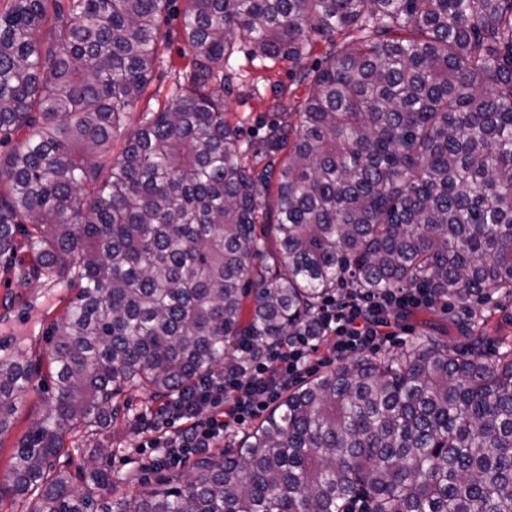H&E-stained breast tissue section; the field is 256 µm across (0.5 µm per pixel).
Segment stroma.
<instances>
[{
  "mask_svg": "<svg viewBox=\"0 0 512 512\" xmlns=\"http://www.w3.org/2000/svg\"><path fill=\"white\" fill-rule=\"evenodd\" d=\"M184 0H172L163 14L162 30L168 35L161 48L150 87L130 113V124L141 121L147 111L162 107L175 82L185 80L188 49L181 39ZM248 38L236 40L230 59L234 84L224 97V116L238 127L243 147L257 145L272 123H295V112H280L274 107L275 92L285 89L288 102L304 101L311 90L309 83L300 81L299 73L288 63L261 65L252 56ZM68 289L52 284H24L16 277L0 273V361L25 357L38 366L32 389L26 397L11 429L0 437V476L10 465L17 441L27 432L35 415L41 413L53 392L48 359L51 349L49 331L64 310ZM487 316L481 349L487 357L495 358L512 346V298L492 297L482 302L455 306L450 318L439 311L421 308L399 321L395 334L386 344L387 352L396 354L419 338L426 325L441 327L442 341L460 346L462 338L454 322H472ZM161 404L140 389L126 390L117 400L119 411L108 430L101 435L98 460L112 473L118 493L143 494L165 486L185 475V468L156 469L146 457L131 454L129 448L138 439L142 421Z\"/></svg>",
  "mask_w": 512,
  "mask_h": 512,
  "instance_id": "1",
  "label": "stroma"
}]
</instances>
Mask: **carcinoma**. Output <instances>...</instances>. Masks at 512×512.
I'll return each mask as SVG.
<instances>
[{
	"mask_svg": "<svg viewBox=\"0 0 512 512\" xmlns=\"http://www.w3.org/2000/svg\"><path fill=\"white\" fill-rule=\"evenodd\" d=\"M171 2L0 10V271L75 291L51 331L53 401L0 499L30 512H512V350L488 358L472 325L467 352L426 337L294 384L237 447L163 488L118 497L104 468L56 467L74 431L96 455L125 389H190L247 340L257 355L301 334L339 288H430L447 312L512 297V0H185L187 82L129 130ZM311 34L334 46L313 71ZM241 36L312 86L297 123L250 150L219 93ZM24 249L34 261L20 267ZM35 373L0 362V437Z\"/></svg>",
	"mask_w": 512,
	"mask_h": 512,
	"instance_id": "obj_1",
	"label": "carcinoma"
}]
</instances>
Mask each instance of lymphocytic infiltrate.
Instances as JSON below:
<instances>
[{
  "label": "lymphocytic infiltrate",
  "instance_id": "f902f5d3",
  "mask_svg": "<svg viewBox=\"0 0 512 512\" xmlns=\"http://www.w3.org/2000/svg\"><path fill=\"white\" fill-rule=\"evenodd\" d=\"M433 304L430 289L398 288L380 294L356 293L320 309L315 329L269 350L261 360H249L224 370L183 393L175 394L148 423L147 436L135 446L153 465L177 467L190 455L216 447L230 429L246 424L303 374L313 372L316 343L331 337L337 360L376 349L390 338L398 314Z\"/></svg>",
  "mask_w": 512,
  "mask_h": 512
}]
</instances>
